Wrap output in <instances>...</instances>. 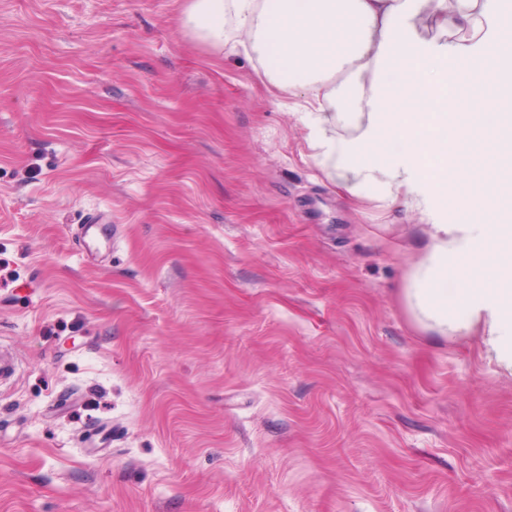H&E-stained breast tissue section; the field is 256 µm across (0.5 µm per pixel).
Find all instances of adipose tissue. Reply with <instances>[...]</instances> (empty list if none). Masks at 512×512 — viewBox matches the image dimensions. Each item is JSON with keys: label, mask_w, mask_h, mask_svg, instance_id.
I'll return each mask as SVG.
<instances>
[{"label": "adipose tissue", "mask_w": 512, "mask_h": 512, "mask_svg": "<svg viewBox=\"0 0 512 512\" xmlns=\"http://www.w3.org/2000/svg\"><path fill=\"white\" fill-rule=\"evenodd\" d=\"M491 0H189L185 27L224 43V18L275 88L313 98L304 113L313 158L349 194L382 187L418 211L423 236L403 290L424 330L446 341L479 337L512 373V17ZM456 41L417 32L422 16ZM343 111H335L336 103ZM347 135H337V128ZM461 171L448 179L449 165ZM460 193L471 223H449L438 198Z\"/></svg>", "instance_id": "ef3b65f1"}]
</instances>
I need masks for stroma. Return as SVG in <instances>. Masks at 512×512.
Returning <instances> with one entry per match:
<instances>
[{
  "instance_id": "obj_1",
  "label": "stroma",
  "mask_w": 512,
  "mask_h": 512,
  "mask_svg": "<svg viewBox=\"0 0 512 512\" xmlns=\"http://www.w3.org/2000/svg\"><path fill=\"white\" fill-rule=\"evenodd\" d=\"M186 5L0 0V512H512V376L411 317L419 215Z\"/></svg>"
}]
</instances>
